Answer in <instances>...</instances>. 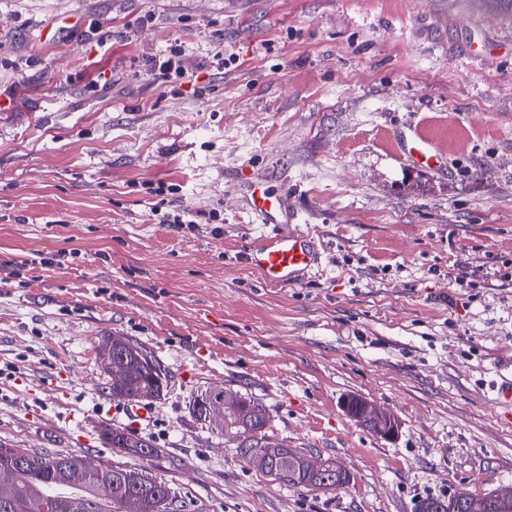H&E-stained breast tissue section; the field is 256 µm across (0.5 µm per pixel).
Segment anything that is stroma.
Segmentation results:
<instances>
[{"label":"stroma","instance_id":"1","mask_svg":"<svg viewBox=\"0 0 512 512\" xmlns=\"http://www.w3.org/2000/svg\"><path fill=\"white\" fill-rule=\"evenodd\" d=\"M174 43L176 93L149 72ZM4 92L0 440L139 466L99 435L127 424L95 350L112 332L171 373L139 432L193 512H416L512 485V406L496 401L512 378L502 0H0ZM416 131L436 163L405 155ZM249 174L318 242L299 285L245 261L273 231L247 206ZM150 183L176 186L195 223H154ZM215 386L261 399L276 439L349 483L249 469L192 412ZM351 396L390 411L395 435L357 426ZM275 469L277 471H281L279 462L275 463ZM284 476L279 479L281 480L282 484L286 486H294V487H305V488H313L316 490H321L324 492L327 491H336V489L342 488L346 483L342 482L340 485H336V480L334 483H331L329 485H322L318 484L317 482L313 481L312 478H308L306 475H302L300 472L294 471L293 473H289L288 469L283 472L281 471Z\"/></svg>","mask_w":512,"mask_h":512}]
</instances>
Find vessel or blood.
I'll return each instance as SVG.
<instances>
[{
    "instance_id": "b4317fda",
    "label": "vessel or blood",
    "mask_w": 512,
    "mask_h": 512,
    "mask_svg": "<svg viewBox=\"0 0 512 512\" xmlns=\"http://www.w3.org/2000/svg\"><path fill=\"white\" fill-rule=\"evenodd\" d=\"M405 148L414 162L427 163L434 158L433 143L422 134H415ZM245 192L251 210L263 223L277 227L274 236L266 238L258 247L249 250L248 263L267 284H299L321 263V255L313 237L293 230L296 216L289 210L285 195L264 188L258 181L248 182Z\"/></svg>"
}]
</instances>
